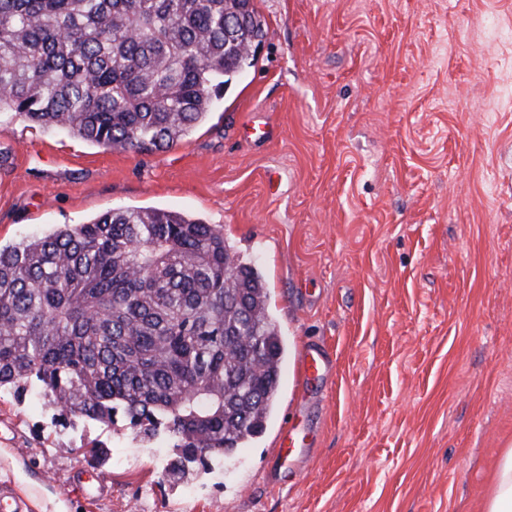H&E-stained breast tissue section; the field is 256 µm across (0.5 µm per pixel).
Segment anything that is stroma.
<instances>
[{
  "instance_id": "1",
  "label": "stroma",
  "mask_w": 512,
  "mask_h": 512,
  "mask_svg": "<svg viewBox=\"0 0 512 512\" xmlns=\"http://www.w3.org/2000/svg\"><path fill=\"white\" fill-rule=\"evenodd\" d=\"M254 5V66L168 150L1 115L0 243L119 208L220 225L289 349L329 348L330 381L282 378L261 437L177 481L168 435L58 425L1 393L0 494L21 476L68 512H480L512 441V0ZM290 418L314 455L281 482ZM79 466L97 499L68 490Z\"/></svg>"
}]
</instances>
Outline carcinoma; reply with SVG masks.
Listing matches in <instances>:
<instances>
[{
    "mask_svg": "<svg viewBox=\"0 0 512 512\" xmlns=\"http://www.w3.org/2000/svg\"><path fill=\"white\" fill-rule=\"evenodd\" d=\"M253 0H0V114L123 150L176 145L255 63ZM223 228L124 209L0 245V391L117 419L209 468L273 416L287 346Z\"/></svg>",
    "mask_w": 512,
    "mask_h": 512,
    "instance_id": "carcinoma-1",
    "label": "carcinoma"
}]
</instances>
